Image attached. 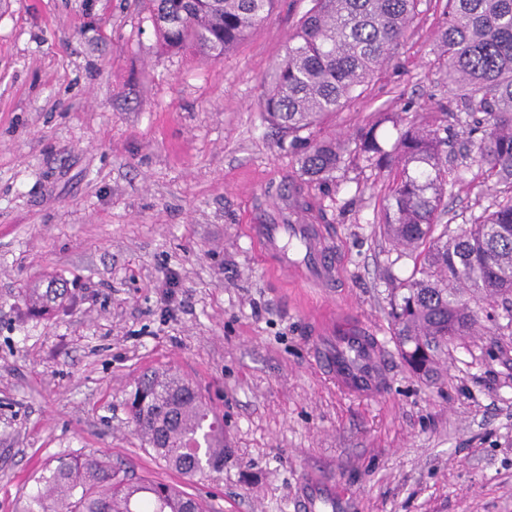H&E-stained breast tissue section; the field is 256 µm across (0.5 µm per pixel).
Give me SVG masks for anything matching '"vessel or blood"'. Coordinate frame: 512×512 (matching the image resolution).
<instances>
[{
    "mask_svg": "<svg viewBox=\"0 0 512 512\" xmlns=\"http://www.w3.org/2000/svg\"><path fill=\"white\" fill-rule=\"evenodd\" d=\"M249 233L280 272L298 276L310 288L333 287L334 248L322 225L312 223L306 212L290 208L286 223L253 224ZM314 352L329 379L346 393L375 395L389 382L383 343L353 324L340 321L330 325Z\"/></svg>",
    "mask_w": 512,
    "mask_h": 512,
    "instance_id": "vessel-or-blood-1",
    "label": "vessel or blood"
}]
</instances>
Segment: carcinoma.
I'll list each match as a JSON object with an SVG mask.
<instances>
[{"label": "carcinoma", "mask_w": 512, "mask_h": 512, "mask_svg": "<svg viewBox=\"0 0 512 512\" xmlns=\"http://www.w3.org/2000/svg\"><path fill=\"white\" fill-rule=\"evenodd\" d=\"M161 46L224 56L264 21L277 0H152ZM418 0H312L290 39L263 97L261 111L281 132L316 129L347 108L388 61L417 15ZM448 60V91L459 98L470 148L466 155L503 185L502 198L465 228L442 223L448 186L469 165H448L454 127L409 126L385 150L376 128L355 135L354 155L378 168L397 169L383 209L384 235L414 255L409 281L392 310L402 358L419 374L432 371L430 344L467 336L501 302L512 324V0H447L437 34ZM299 158L306 181H336L344 163L336 142L307 137ZM56 288L29 289L45 311ZM130 420L146 445L190 480L224 471V423L189 380L172 369L145 372L127 399ZM26 512H204L174 485L133 479L96 454L61 459L39 478Z\"/></svg>", "instance_id": "1"}]
</instances>
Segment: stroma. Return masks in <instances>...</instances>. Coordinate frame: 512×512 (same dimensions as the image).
Masks as SVG:
<instances>
[{"mask_svg": "<svg viewBox=\"0 0 512 512\" xmlns=\"http://www.w3.org/2000/svg\"><path fill=\"white\" fill-rule=\"evenodd\" d=\"M310 0L276 9L224 57L162 48L150 0H0V512L46 466L94 452L182 485L206 512H512V326L481 320L435 373L398 353L394 297L414 261L384 239L389 173L349 163L322 190L259 103ZM445 0H420L388 63L315 129L352 149L376 127L456 123L436 46ZM472 167L451 225L495 198ZM304 204L333 242V292L268 274L246 227ZM176 275V302L161 299ZM63 297L31 312L29 288ZM376 332L390 383L343 392L315 322ZM172 368L224 421L223 473L182 480L130 422L126 397Z\"/></svg>", "mask_w": 512, "mask_h": 512, "instance_id": "35a3bbf8", "label": "stroma"}]
</instances>
